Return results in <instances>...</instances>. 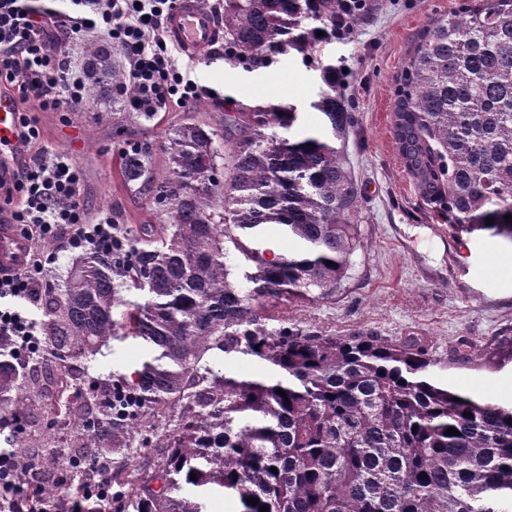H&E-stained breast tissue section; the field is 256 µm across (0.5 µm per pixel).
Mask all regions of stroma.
Returning a JSON list of instances; mask_svg holds the SVG:
<instances>
[{"mask_svg": "<svg viewBox=\"0 0 512 512\" xmlns=\"http://www.w3.org/2000/svg\"><path fill=\"white\" fill-rule=\"evenodd\" d=\"M461 0H370V9L343 40L316 45L311 54L267 52L264 65L229 66L223 54L190 61L191 76L212 89L203 119L224 123L228 112L285 105L297 112L303 130L322 128L316 103L327 86L322 70L347 68L350 86L342 96L351 115L348 155L361 187L360 246L352 277L335 299L300 304L267 302L269 328L298 324L323 334L371 332L421 341L442 381L476 397L512 403V369L489 371L452 365L450 352L468 344L472 353L512 337V244L485 232L452 237L446 219L415 192L401 162L391 123L402 68L418 33L434 15L456 11ZM185 113L175 106L144 120L114 99L90 97L78 112H42L43 145L73 158L83 171L81 196L91 212L107 211L128 233L147 217L121 173V148L136 140L162 143ZM150 354L143 340L116 334L86 360L73 386L87 394L139 369ZM37 380L25 381L8 409L18 421L15 445L35 459L29 486L65 474L75 442L72 425L57 419L47 380L59 369L50 345L38 356Z\"/></svg>", "mask_w": 512, "mask_h": 512, "instance_id": "35a3bbf8", "label": "stroma"}]
</instances>
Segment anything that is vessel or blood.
<instances>
[{
	"mask_svg": "<svg viewBox=\"0 0 512 512\" xmlns=\"http://www.w3.org/2000/svg\"><path fill=\"white\" fill-rule=\"evenodd\" d=\"M167 35L192 59L207 57L222 38L205 0H176L166 19ZM17 123L16 102L12 96L0 94V174L11 172L28 163L29 156L14 140ZM27 242L13 225H0V275L18 269L24 261Z\"/></svg>",
	"mask_w": 512,
	"mask_h": 512,
	"instance_id": "vessel-or-blood-1",
	"label": "vessel or blood"
}]
</instances>
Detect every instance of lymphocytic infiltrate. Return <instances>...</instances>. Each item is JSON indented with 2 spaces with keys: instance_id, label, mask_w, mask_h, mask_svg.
Wrapping results in <instances>:
<instances>
[{
  "instance_id": "lymphocytic-infiltrate-1",
  "label": "lymphocytic infiltrate",
  "mask_w": 512,
  "mask_h": 512,
  "mask_svg": "<svg viewBox=\"0 0 512 512\" xmlns=\"http://www.w3.org/2000/svg\"><path fill=\"white\" fill-rule=\"evenodd\" d=\"M66 11L37 9L29 0H0V92L17 101L18 138L38 151L12 174L0 176V217L28 243L22 267L0 276V340L14 356L30 357L43 347L34 316L50 287L46 271L54 252L89 250L125 261L126 233L111 213L88 211L80 198L81 173L73 159L41 148L40 112H75L88 101L76 47L102 40L125 61L126 109L146 116L206 95V87L184 74L168 39L164 20L172 0H68ZM53 253H46V246ZM19 429L0 423V512H42L38 496L24 489L31 466L12 442ZM68 512H89L94 502L112 497L106 461L94 462L92 474L60 480Z\"/></svg>"
}]
</instances>
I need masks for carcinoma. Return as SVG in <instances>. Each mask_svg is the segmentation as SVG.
Returning <instances> with one entry per match:
<instances>
[{
    "mask_svg": "<svg viewBox=\"0 0 512 512\" xmlns=\"http://www.w3.org/2000/svg\"><path fill=\"white\" fill-rule=\"evenodd\" d=\"M335 12L336 0H224V42L255 64L270 49L310 53L309 37L290 39V28ZM84 76L96 94L124 84L102 43L87 44ZM318 109L323 128L291 139L272 133L297 122L278 105L227 114L222 129L187 112L161 145L124 150L123 181L147 200L150 223L128 239V266L90 254L49 292L48 340L72 361L119 329L144 340L154 356L128 390L158 419L180 413L150 475L127 473L131 494L96 512H204L199 493L214 489L237 512H508L512 406L448 388L414 337L268 328L264 302L335 297L359 246L350 112L329 91ZM392 122L405 171L421 199L447 211L448 230L512 243V0H464L431 19L408 53ZM268 225L299 249L266 258L257 237ZM128 280L140 300H121ZM215 349L256 356L273 374L218 372ZM70 376L68 365L50 380L55 414L87 436L70 460L95 446L126 458L129 420L93 396L76 402ZM21 387L0 349L1 411Z\"/></svg>",
    "mask_w": 512,
    "mask_h": 512,
    "instance_id": "obj_1",
    "label": "carcinoma"
}]
</instances>
